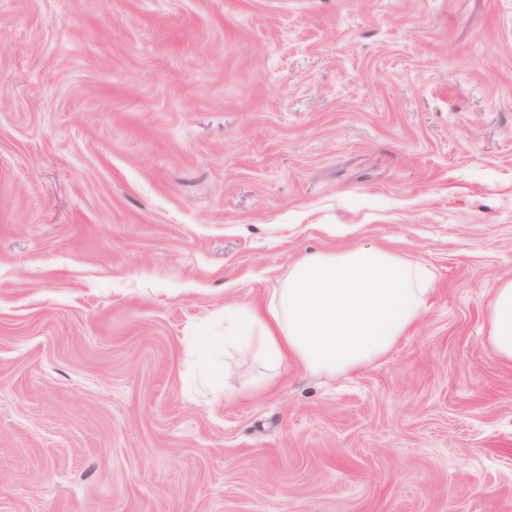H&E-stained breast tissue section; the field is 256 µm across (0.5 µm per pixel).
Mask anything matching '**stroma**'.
<instances>
[{"label": "stroma", "instance_id": "1", "mask_svg": "<svg viewBox=\"0 0 512 512\" xmlns=\"http://www.w3.org/2000/svg\"><path fill=\"white\" fill-rule=\"evenodd\" d=\"M355 242L433 276L390 355L222 377ZM509 279L512 0H0V512H512ZM488 338L497 355L512 361V280L499 284L493 292L487 314Z\"/></svg>", "mask_w": 512, "mask_h": 512}]
</instances>
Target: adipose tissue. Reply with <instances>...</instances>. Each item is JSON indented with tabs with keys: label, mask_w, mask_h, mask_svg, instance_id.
Here are the masks:
<instances>
[{
	"label": "adipose tissue",
	"mask_w": 512,
	"mask_h": 512,
	"mask_svg": "<svg viewBox=\"0 0 512 512\" xmlns=\"http://www.w3.org/2000/svg\"><path fill=\"white\" fill-rule=\"evenodd\" d=\"M432 285L422 261L381 247L306 253L263 304L225 309L224 372L232 374L234 352L251 334L276 369L292 360L333 377L379 362L421 320ZM487 322L493 349L511 362L512 280L495 288Z\"/></svg>",
	"instance_id": "ef3b65f1"
}]
</instances>
